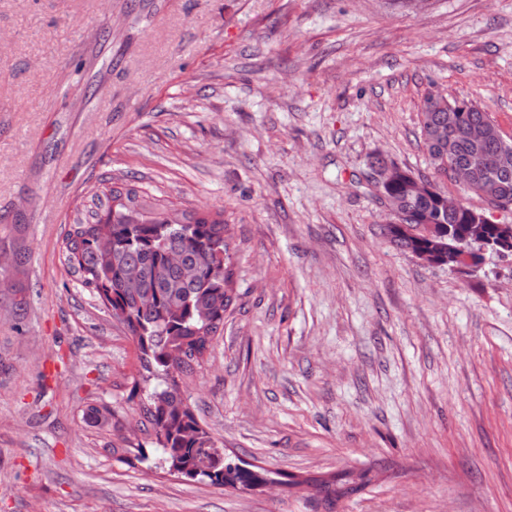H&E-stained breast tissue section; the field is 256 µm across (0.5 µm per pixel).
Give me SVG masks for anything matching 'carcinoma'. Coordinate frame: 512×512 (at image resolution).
Here are the masks:
<instances>
[{
    "mask_svg": "<svg viewBox=\"0 0 512 512\" xmlns=\"http://www.w3.org/2000/svg\"><path fill=\"white\" fill-rule=\"evenodd\" d=\"M492 127V137L471 139L473 124ZM420 133L433 168L442 156L472 169L470 192L488 204L512 207V141L481 106L473 101L427 94L421 105ZM502 152L500 167L489 172L478 165L483 153ZM402 167L390 186L377 187L383 195L400 202L401 223L407 231L386 229L398 248L413 252L428 244L423 234L409 233L423 224H439L456 230L469 223L464 213L439 207L440 187L425 197L408 191ZM88 218L76 219L62 241L63 263L81 287L88 289L112 318L124 324L136 340L145 380L162 378L166 387L153 391L143 404L140 423L155 437V466H166L187 481H209L214 485L251 489L264 484L267 474L241 466L227 457L213 471L203 469L201 448L213 447L209 433L185 403L179 379L193 373L215 338L224 331V312L231 274L225 266L228 242L223 215L178 210L127 183L104 181L92 194ZM175 252L178 260H169ZM28 249L19 237L12 246L13 269L0 270V277L17 283L26 274ZM138 277L129 281L126 272ZM85 420L98 427L120 432L124 424L107 405H92ZM322 500L333 508L336 499L354 493L361 484L353 479H314L309 482Z\"/></svg>",
    "mask_w": 512,
    "mask_h": 512,
    "instance_id": "1",
    "label": "carcinoma"
}]
</instances>
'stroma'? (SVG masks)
Instances as JSON below:
<instances>
[{"mask_svg": "<svg viewBox=\"0 0 512 512\" xmlns=\"http://www.w3.org/2000/svg\"><path fill=\"white\" fill-rule=\"evenodd\" d=\"M126 3L0 0V245L21 224L29 248L27 307L0 288V512H325L307 480L360 472L335 512H512V263L421 264L369 167L435 179L430 91L512 138V0ZM111 176L223 214L233 301L181 386L279 487L150 468L143 434L117 460L85 421L146 395L133 337L61 261Z\"/></svg>", "mask_w": 512, "mask_h": 512, "instance_id": "1", "label": "stroma"}]
</instances>
